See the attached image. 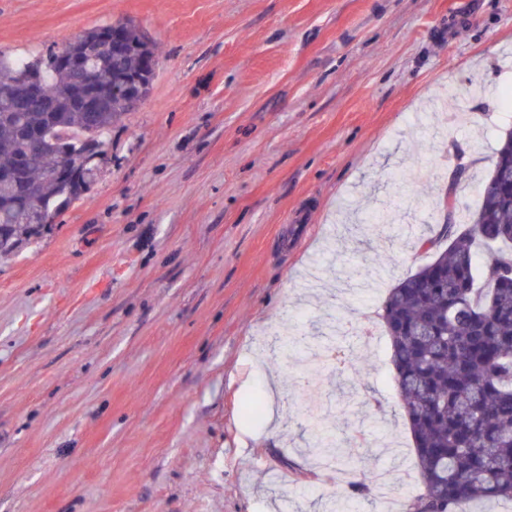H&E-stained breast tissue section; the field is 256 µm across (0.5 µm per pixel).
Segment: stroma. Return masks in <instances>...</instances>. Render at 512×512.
Instances as JSON below:
<instances>
[{"label":"stroma","instance_id":"1","mask_svg":"<svg viewBox=\"0 0 512 512\" xmlns=\"http://www.w3.org/2000/svg\"><path fill=\"white\" fill-rule=\"evenodd\" d=\"M122 22L159 46L149 96L0 258V512H378L372 468L407 501L379 313L455 155L466 215L512 131V0H0V50ZM273 375L272 430L247 408ZM313 416L365 433L352 467L318 465Z\"/></svg>","mask_w":512,"mask_h":512}]
</instances>
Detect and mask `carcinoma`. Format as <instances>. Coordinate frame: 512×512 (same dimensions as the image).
I'll return each mask as SVG.
<instances>
[{"mask_svg": "<svg viewBox=\"0 0 512 512\" xmlns=\"http://www.w3.org/2000/svg\"><path fill=\"white\" fill-rule=\"evenodd\" d=\"M126 36L129 52L91 65V87L105 104L94 119L55 53L0 52V256L33 236V215L59 217L96 180L90 148L104 152L112 122L126 111L121 77L152 84L156 65L146 58L155 57L156 43L136 26ZM31 75L50 91L45 108L17 96ZM30 128L42 137L35 153L24 139ZM63 162L82 173V183L58 178ZM511 166L512 132L499 139L480 206L464 223L457 185H448L445 222L423 242L429 260L389 288L380 313L420 480L405 512L512 501V186L498 180Z\"/></svg>", "mask_w": 512, "mask_h": 512, "instance_id": "1", "label": "carcinoma"}]
</instances>
